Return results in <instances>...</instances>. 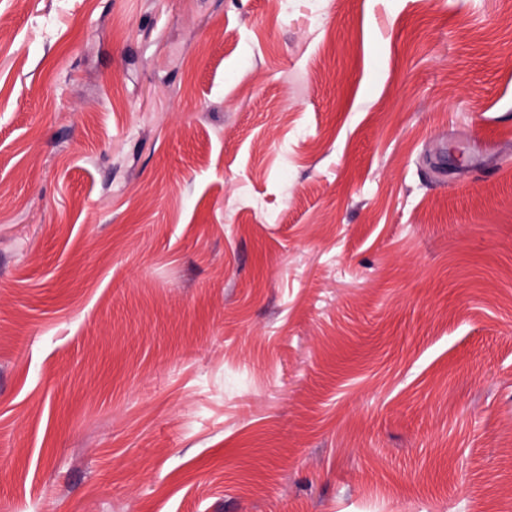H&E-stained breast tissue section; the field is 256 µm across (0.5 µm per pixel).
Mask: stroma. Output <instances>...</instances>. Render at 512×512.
I'll use <instances>...</instances> for the list:
<instances>
[{
  "mask_svg": "<svg viewBox=\"0 0 512 512\" xmlns=\"http://www.w3.org/2000/svg\"><path fill=\"white\" fill-rule=\"evenodd\" d=\"M0 512H512V0H0Z\"/></svg>",
  "mask_w": 512,
  "mask_h": 512,
  "instance_id": "obj_1",
  "label": "stroma"
}]
</instances>
